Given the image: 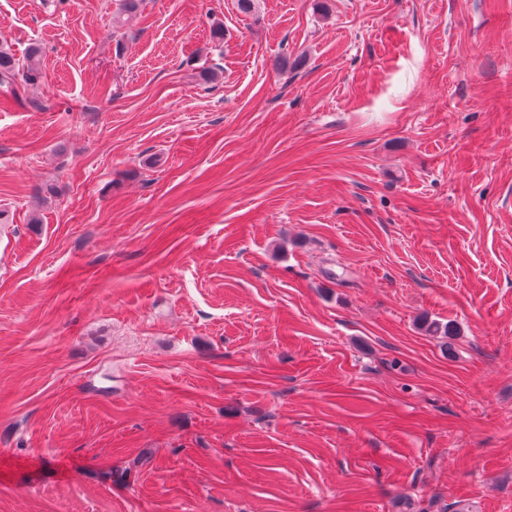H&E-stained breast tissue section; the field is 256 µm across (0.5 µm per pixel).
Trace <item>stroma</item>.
Returning <instances> with one entry per match:
<instances>
[{
    "mask_svg": "<svg viewBox=\"0 0 512 512\" xmlns=\"http://www.w3.org/2000/svg\"><path fill=\"white\" fill-rule=\"evenodd\" d=\"M114 10L0 0V512H512V0ZM42 53L41 46L33 44L20 59L7 44L0 43V87L17 94L20 88L39 82L42 78Z\"/></svg>",
    "mask_w": 512,
    "mask_h": 512,
    "instance_id": "35a3bbf8",
    "label": "stroma"
}]
</instances>
